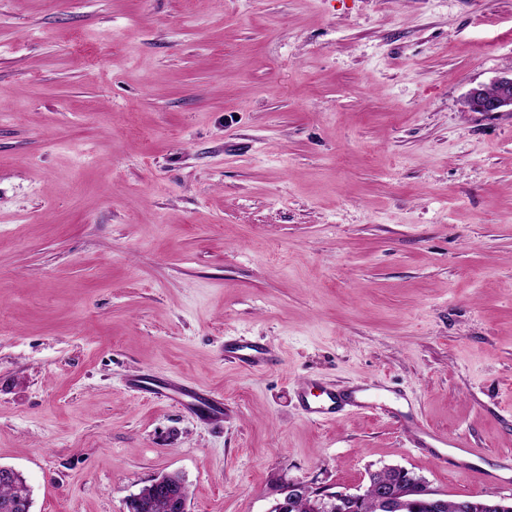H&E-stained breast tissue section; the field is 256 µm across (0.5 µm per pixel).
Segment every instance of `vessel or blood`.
<instances>
[{"label": "vessel or blood", "instance_id": "vessel-or-blood-1", "mask_svg": "<svg viewBox=\"0 0 512 512\" xmlns=\"http://www.w3.org/2000/svg\"><path fill=\"white\" fill-rule=\"evenodd\" d=\"M224 354L231 362L254 371L267 367L271 362L269 348L257 343L230 340L224 345ZM166 391L170 399L188 405L207 418L219 419L224 415L223 402L212 392L182 383L168 384ZM300 402L305 414L315 421L331 419L347 411L382 412L387 406L385 399L371 392L364 383L342 391L325 386L321 389L319 399L313 400L304 394L301 395Z\"/></svg>", "mask_w": 512, "mask_h": 512}]
</instances>
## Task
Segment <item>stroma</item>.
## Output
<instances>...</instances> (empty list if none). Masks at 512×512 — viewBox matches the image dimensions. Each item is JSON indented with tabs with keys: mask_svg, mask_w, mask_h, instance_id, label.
I'll return each mask as SVG.
<instances>
[{
	"mask_svg": "<svg viewBox=\"0 0 512 512\" xmlns=\"http://www.w3.org/2000/svg\"><path fill=\"white\" fill-rule=\"evenodd\" d=\"M512 0H0V467L31 512H267L512 456ZM272 346L252 372L226 337ZM142 376L210 389L204 421ZM357 382L390 413L316 422ZM480 451L444 466L417 423ZM494 91L489 92L488 88ZM465 103L474 109V112L496 114L499 112H512V74L495 79L491 85H479L472 88L467 94Z\"/></svg>",
	"mask_w": 512,
	"mask_h": 512,
	"instance_id": "obj_1",
	"label": "stroma"
}]
</instances>
